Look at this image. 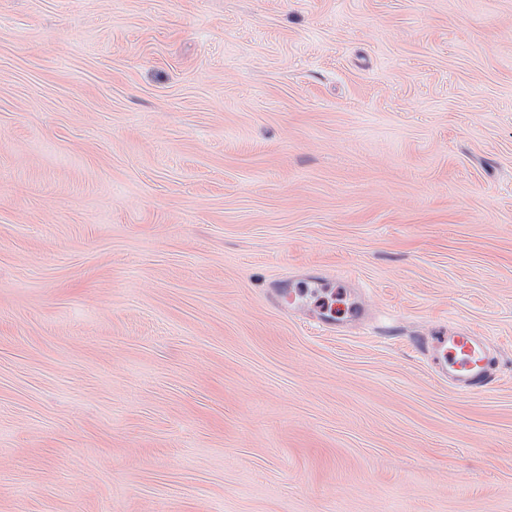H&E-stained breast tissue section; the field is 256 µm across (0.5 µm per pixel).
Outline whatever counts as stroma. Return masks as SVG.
Returning <instances> with one entry per match:
<instances>
[{"instance_id": "1", "label": "stroma", "mask_w": 512, "mask_h": 512, "mask_svg": "<svg viewBox=\"0 0 512 512\" xmlns=\"http://www.w3.org/2000/svg\"><path fill=\"white\" fill-rule=\"evenodd\" d=\"M0 512H512V0H0ZM427 342L438 354L435 361L440 374L459 391H477L492 381L496 360L482 336L465 331L454 336H434Z\"/></svg>"}]
</instances>
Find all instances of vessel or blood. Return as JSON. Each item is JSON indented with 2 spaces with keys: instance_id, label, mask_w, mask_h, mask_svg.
I'll return each instance as SVG.
<instances>
[{
  "instance_id": "obj_1",
  "label": "vessel or blood",
  "mask_w": 512,
  "mask_h": 512,
  "mask_svg": "<svg viewBox=\"0 0 512 512\" xmlns=\"http://www.w3.org/2000/svg\"><path fill=\"white\" fill-rule=\"evenodd\" d=\"M431 343L441 375L459 391L473 392L490 384L496 360L483 337L465 331L433 337Z\"/></svg>"
}]
</instances>
